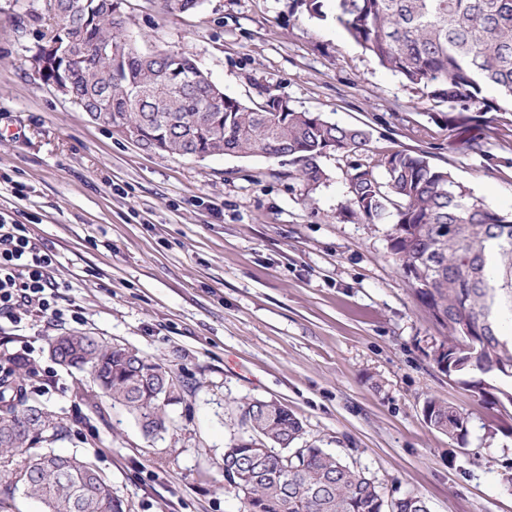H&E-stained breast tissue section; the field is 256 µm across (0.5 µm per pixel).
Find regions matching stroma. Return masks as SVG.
Listing matches in <instances>:
<instances>
[{
	"mask_svg": "<svg viewBox=\"0 0 512 512\" xmlns=\"http://www.w3.org/2000/svg\"><path fill=\"white\" fill-rule=\"evenodd\" d=\"M45 3L0 0V212L55 254L58 304L79 317L0 318V367L17 352L35 359L29 395L70 427L55 451L95 458L130 512H239L224 449L245 434L243 402L276 400L305 443L365 472L384 500L512 512V405L475 390L478 374L435 365L445 331L390 253L393 219L361 224L345 211L357 158H321L312 185L284 158H181L119 139L35 78ZM121 14L142 49L193 58L228 95L255 104L269 92L364 128L362 161L421 152L512 210V126L488 112L460 132L448 103L348 37L333 0L318 18L299 0H203L178 15L122 0ZM69 331L160 360L191 387L169 406L167 431L144 436L87 374L51 359L49 338ZM431 399L468 416L464 440L427 424Z\"/></svg>",
	"mask_w": 512,
	"mask_h": 512,
	"instance_id": "35a3bbf8",
	"label": "stroma"
}]
</instances>
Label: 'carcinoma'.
<instances>
[{"label": "carcinoma", "instance_id": "carcinoma-1", "mask_svg": "<svg viewBox=\"0 0 512 512\" xmlns=\"http://www.w3.org/2000/svg\"><path fill=\"white\" fill-rule=\"evenodd\" d=\"M168 14L197 9L202 0H161ZM120 0H49L42 42L57 44L58 63L37 77L43 84L70 80L80 109L94 122L101 95L112 99V119L136 129V144L180 157L213 155L287 157L302 177L323 178L318 159L333 152L357 155L367 132L319 114L286 107L267 94L251 107L224 93L177 51H144L125 33ZM336 21L381 66L418 87L423 96L460 106L453 122L472 113L509 109L485 96L489 89L512 101V0H336ZM115 52L102 56L99 49ZM71 56L85 57L73 77ZM347 214L363 224L395 217L390 253L412 290L444 329L433 361L443 372L512 378V212L486 205L448 171L417 153L393 151L355 163L348 180ZM51 355L77 371L97 373L101 393L125 408L148 437L167 429L173 396L169 368L129 348L85 333L50 340ZM37 368L11 361L0 376V512H14L23 490L42 512H124L94 459L55 452L67 436L63 419L25 394ZM249 435L224 448V488L241 512H429L425 500L406 495L386 502L375 481L338 456L297 448L302 422L275 401L242 405ZM424 418L451 440H462L468 418L430 400ZM265 453L256 451V438Z\"/></svg>", "mask_w": 512, "mask_h": 512}]
</instances>
